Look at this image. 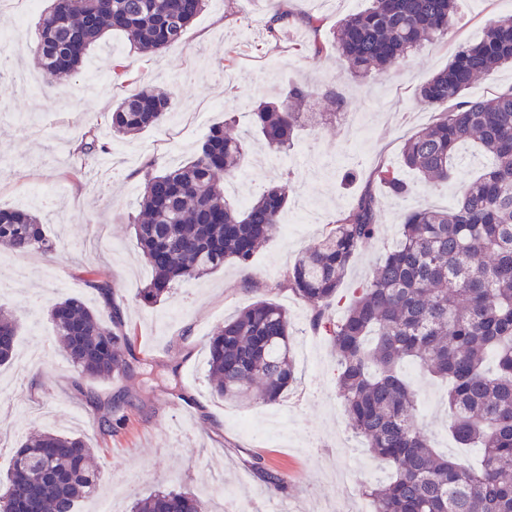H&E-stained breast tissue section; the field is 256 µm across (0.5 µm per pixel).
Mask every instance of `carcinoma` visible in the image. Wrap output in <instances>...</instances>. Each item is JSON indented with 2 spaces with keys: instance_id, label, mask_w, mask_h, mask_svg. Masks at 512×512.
Wrapping results in <instances>:
<instances>
[{
  "instance_id": "1",
  "label": "carcinoma",
  "mask_w": 512,
  "mask_h": 512,
  "mask_svg": "<svg viewBox=\"0 0 512 512\" xmlns=\"http://www.w3.org/2000/svg\"><path fill=\"white\" fill-rule=\"evenodd\" d=\"M206 0H68L41 15L32 53L37 65L61 80L74 76L87 51L106 33L119 31L140 50L161 54L182 42ZM456 0H371L332 29L331 39H313L318 55L330 46L359 79L381 76L436 38L452 34ZM291 26L318 34L322 20L298 17L288 0L266 23L274 40ZM512 64V16L495 21L475 43L458 45L448 68L418 88L424 105L439 117L406 140L403 165L429 188L448 186L458 145L464 141L491 159L467 181L447 209L401 213V239L380 257L345 314H327L354 256L378 232L376 188L399 201L415 191L385 164L372 185L332 222L288 271V288L317 304L313 324L329 332L339 374L338 395L350 426L374 458L392 468L389 480L366 485L375 512H512V87L490 97L465 96L472 85ZM318 91L288 86L280 103L263 102L256 126L275 153L294 144L297 130L336 113L300 112ZM173 112L172 95L141 87L122 96L104 122L121 135L163 124ZM106 148L88 130L76 148L86 162ZM246 158L243 141L212 127L186 163L161 171L145 165L139 210L133 220L144 259L152 270L137 297L146 306L161 301L176 283L195 281L235 262L245 267L276 231L287 202L283 185H272L236 208L224 182ZM16 253L51 254L56 244L37 213L0 207V246ZM103 299L92 309L64 297L50 310L54 333L75 372L85 380L122 377L141 369L122 310L107 281L88 280ZM18 324L0 312V365L15 353ZM208 374L214 394L239 403L270 404L297 382L288 312L259 298L224 321L210 336ZM496 370L485 368L488 356ZM411 363L448 382V430L461 445L481 451V466L438 454L420 419L416 390L402 373ZM268 487L284 480L261 462L251 463ZM101 471L81 437L50 432L27 438L12 457L0 489V509L25 503L34 512H76L97 490ZM130 512H211L195 496L163 490L134 501Z\"/></svg>"
}]
</instances>
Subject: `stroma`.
Listing matches in <instances>:
<instances>
[{"mask_svg": "<svg viewBox=\"0 0 512 512\" xmlns=\"http://www.w3.org/2000/svg\"><path fill=\"white\" fill-rule=\"evenodd\" d=\"M290 3L295 13L321 18L319 34L325 37L369 0ZM275 8L274 0H207L182 43L159 55L139 51L122 33H108L79 73L59 83L30 52L39 37L38 11L0 7V33L16 35L13 65L36 80L30 89L0 75V207H14L16 197L38 190L49 203L36 211L58 245L51 257L0 247V307L12 311L19 323L16 359L0 366V480L26 436L44 430L81 435L101 463L102 486L96 497L79 503L77 512H99L104 504L112 512H128L134 499L169 488L206 501L211 512H226L237 505L242 487L254 512H268L282 502L290 512H320L329 501L347 505L348 512H373L356 470L375 464L374 459L350 429L336 395L338 365L330 338L311 328L312 306L289 291L288 270L352 206L378 163L398 166L405 138L438 115L419 101L418 86L447 67L458 44L479 39L489 23L512 15V0H458L452 37L425 44L398 70L366 80L352 78L334 49L305 52L314 36L305 29L292 30L282 42L267 41L265 23ZM229 54L234 57L230 64L225 61ZM117 63L125 78L117 77ZM288 80L319 90L338 87L353 120L305 125L288 152L272 156L252 112L259 102L280 99ZM139 85L174 92L169 120L133 137L113 135L103 114ZM29 115L41 123V136L21 132L18 120ZM228 118L249 153L240 190L228 193V200L241 207L265 187L283 184L288 191L284 216L304 199L316 203L322 220L274 232L246 268L225 265L144 306L137 292L150 281L151 269L129 224L138 212L142 167L150 159L161 169L185 163L210 128ZM92 128L107 151L86 174L73 176L74 149ZM354 161L360 178L348 186L344 175ZM489 163L462 147L448 188L440 193L430 192L416 173L403 171L416 190L404 204L381 196L378 236L354 258L334 317L343 315L344 301L376 260L399 242L403 207L450 206L460 185ZM92 278L111 284L145 373L131 382H93L84 394L74 385L49 311L63 296L101 308L100 295L88 285ZM263 296L287 308L295 340L313 349L297 366V384L276 403L225 402L208 385L207 340L225 319ZM406 374L424 400L421 410L439 450L476 463L473 449L457 447L447 433L444 386L411 366ZM125 388L133 401L124 410L125 425L103 435L94 402ZM345 448L353 454V474L327 483ZM255 457L283 476L286 492L267 488L248 465Z\"/></svg>", "mask_w": 512, "mask_h": 512, "instance_id": "stroma-1", "label": "stroma"}]
</instances>
